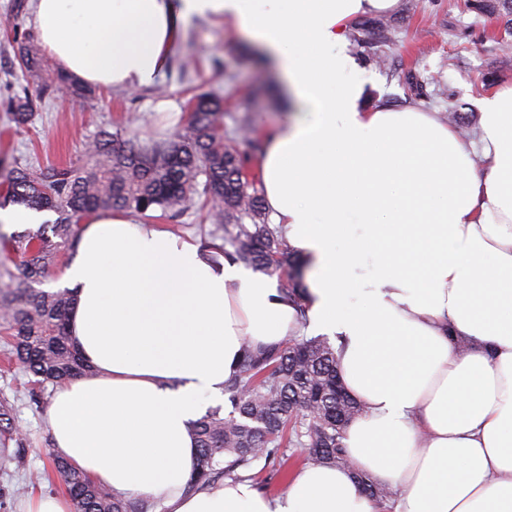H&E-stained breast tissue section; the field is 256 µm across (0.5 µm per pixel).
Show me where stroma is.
<instances>
[{
	"mask_svg": "<svg viewBox=\"0 0 512 512\" xmlns=\"http://www.w3.org/2000/svg\"><path fill=\"white\" fill-rule=\"evenodd\" d=\"M412 11L397 9L386 21L397 38L386 49L387 66L380 67L349 46L354 78L364 83L368 101L396 109L415 107L447 119L456 104L467 129H478L482 104L502 88L512 86V58L497 44L504 36L505 18L480 16L464 0H414ZM38 46L32 0H0V168L47 166L79 162L101 131L123 126V140L136 146L173 138L154 105L162 99L186 107L193 92H211L224 100V133L238 136L248 120L256 137L278 123L280 106L273 82L248 43L228 24L192 25L165 76L144 89L102 88L81 102L49 88L59 69L45 59L43 86L24 76L18 63L20 45ZM194 59L181 70L180 58ZM454 100H447V93ZM31 99L34 117L17 125L13 114L19 100ZM24 376L0 372V397L13 407L15 422L30 443L25 469L0 464V486L24 481L26 471L50 469L51 437L45 408L33 405L23 386Z\"/></svg>",
	"mask_w": 512,
	"mask_h": 512,
	"instance_id": "1",
	"label": "stroma"
}]
</instances>
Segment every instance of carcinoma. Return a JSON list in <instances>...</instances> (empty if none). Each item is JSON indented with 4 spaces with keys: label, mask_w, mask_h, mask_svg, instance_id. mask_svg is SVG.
<instances>
[{
    "label": "carcinoma",
    "mask_w": 512,
    "mask_h": 512,
    "mask_svg": "<svg viewBox=\"0 0 512 512\" xmlns=\"http://www.w3.org/2000/svg\"><path fill=\"white\" fill-rule=\"evenodd\" d=\"M467 8L507 17L512 34V0H468ZM372 28L376 50L370 60L381 66L382 47L394 41V30L381 22L354 23V41L365 45L360 33ZM25 74L38 76L41 59L36 51L19 52ZM56 85L78 101L92 94L68 73L56 74ZM221 99L203 94L190 100L189 113L175 137L152 147H127L118 134L103 132L80 164L47 167H13L0 175L4 199L33 210L59 215L53 224L35 232L24 231L8 239L0 237V252L19 257L15 274L0 263V331L8 366H16L28 378L31 401L45 404L48 386L94 376L71 346L68 316L73 293L67 289L43 291L33 284L46 278L62 249L75 245L80 221L105 210L146 216L159 210L175 219L193 196L209 202L222 240L234 251L228 256L249 262L261 272L291 270L284 294L298 307L308 297L298 263L279 230L265 223L263 196L248 179V157L224 136ZM204 182H199V177ZM203 189H198V186ZM251 223H244L245 219ZM335 348L323 338H286L277 344L254 348L245 344L241 364L224 386L231 411H206L193 424L198 455L184 492L224 485V480L251 479L259 489L269 482L246 473L258 461L278 464L276 472L287 479L284 448L292 441L304 453L307 466L349 467L343 448L344 433L362 406L345 389L338 370ZM26 438L15 424L12 405L0 399V462L25 467ZM52 472L61 478L74 512H152L157 502L122 497L90 479L70 462L52 457ZM372 497L387 501L390 491L359 476Z\"/></svg>",
    "instance_id": "cac0c4a2"
}]
</instances>
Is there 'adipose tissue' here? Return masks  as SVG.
<instances>
[{"mask_svg": "<svg viewBox=\"0 0 512 512\" xmlns=\"http://www.w3.org/2000/svg\"><path fill=\"white\" fill-rule=\"evenodd\" d=\"M399 0H33L43 49L88 83L142 88L189 22L221 19L263 54L281 128L265 142L266 209L309 263L305 309L278 277L120 212L83 219L63 283L68 332L95 377L57 386L52 453L167 512H512V87L486 100L477 167L456 129L361 103L347 31ZM331 338L364 411L352 469L301 470L185 494L191 424L224 398L244 344Z\"/></svg>", "mask_w": 512, "mask_h": 512, "instance_id": "adipose-tissue-1", "label": "adipose tissue"}]
</instances>
